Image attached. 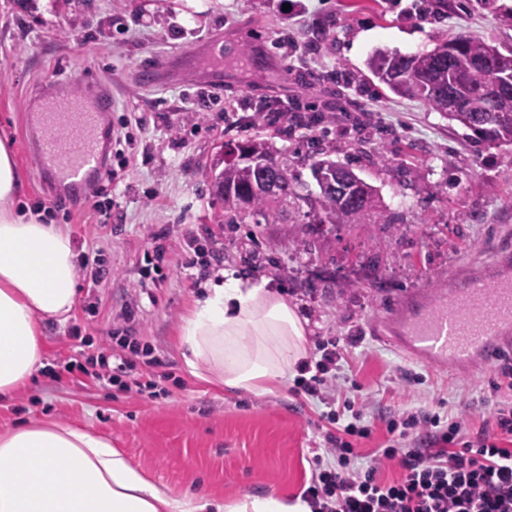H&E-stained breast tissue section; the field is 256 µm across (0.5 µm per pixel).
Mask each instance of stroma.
I'll list each match as a JSON object with an SVG mask.
<instances>
[{
  "instance_id": "1",
  "label": "stroma",
  "mask_w": 512,
  "mask_h": 512,
  "mask_svg": "<svg viewBox=\"0 0 512 512\" xmlns=\"http://www.w3.org/2000/svg\"><path fill=\"white\" fill-rule=\"evenodd\" d=\"M457 2L425 16L424 0H299L288 12L275 0H0V139L12 146L24 202L68 231L80 258L110 271L96 288L79 281L69 322L46 324V367L27 388L0 397V431L22 422L92 426L177 495L216 503L299 495L326 430L321 406L292 392L293 375L264 394L233 391L192 375L180 356L179 327L200 282L228 268L283 290L308 321V352L320 337H356L343 350L358 383L346 396L371 394L379 413L444 399L471 427L489 422L485 397L512 374V355L453 378L376 336L379 306L442 287L448 273H467L512 247V145L468 147L461 125L392 94L366 67L375 50L428 51L459 33L512 48L504 18L512 0L466 10ZM225 31L228 52L253 38L289 80L249 73L231 58L221 88L189 71L149 91L139 85L141 66ZM63 78L75 90L112 84L117 104L101 139L118 173L111 197L92 202L37 173L24 115L42 86ZM274 100L280 119L269 127L256 107ZM294 110L328 119L299 126L289 119ZM120 128L131 139L125 158L112 137ZM255 134L288 155L309 185L312 154L330 151L379 190L394 225L314 224L299 215L284 224L223 223L210 165L224 143ZM383 152L389 164L377 162ZM97 203L112 226L106 239L94 227ZM292 236L306 240L305 251L289 249ZM126 306L134 318L117 327L113 317ZM76 324L81 347L71 337ZM124 334L171 363L160 395L64 372L76 352L118 347Z\"/></svg>"
}]
</instances>
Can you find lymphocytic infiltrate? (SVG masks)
Listing matches in <instances>:
<instances>
[{
    "instance_id": "1",
    "label": "lymphocytic infiltrate",
    "mask_w": 512,
    "mask_h": 512,
    "mask_svg": "<svg viewBox=\"0 0 512 512\" xmlns=\"http://www.w3.org/2000/svg\"><path fill=\"white\" fill-rule=\"evenodd\" d=\"M317 349L319 359L299 365L292 387L325 405L321 417L330 426L301 492L310 512H512V380L497 384L489 397L491 424L470 430L441 405L432 412L399 411L385 420L384 445L367 457L357 444L371 436L373 424L366 401L342 394L354 378L341 366L339 342L330 338ZM165 365L158 357L142 366L115 364L103 352L91 377L140 394L153 388L154 370ZM388 462L400 472L386 481L380 471Z\"/></svg>"
}]
</instances>
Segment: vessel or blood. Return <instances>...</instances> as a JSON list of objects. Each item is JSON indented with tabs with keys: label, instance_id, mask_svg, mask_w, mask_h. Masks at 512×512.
Segmentation results:
<instances>
[{
	"label": "vessel or blood",
	"instance_id": "vessel-or-blood-1",
	"mask_svg": "<svg viewBox=\"0 0 512 512\" xmlns=\"http://www.w3.org/2000/svg\"><path fill=\"white\" fill-rule=\"evenodd\" d=\"M224 40L217 35L186 55L198 68L222 72ZM115 105L103 85L55 97L42 90L27 115L28 126L40 133V174L72 186L91 175L107 180L98 129ZM377 321L384 341L408 358L451 373L481 369L512 350V255L490 254L480 273L452 275L445 288L401 298L381 308Z\"/></svg>",
	"mask_w": 512,
	"mask_h": 512
}]
</instances>
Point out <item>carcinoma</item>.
Masks as SVG:
<instances>
[{"label": "carcinoma", "mask_w": 512, "mask_h": 512, "mask_svg": "<svg viewBox=\"0 0 512 512\" xmlns=\"http://www.w3.org/2000/svg\"><path fill=\"white\" fill-rule=\"evenodd\" d=\"M453 53L446 59L432 50L413 55L389 54L391 62L402 70L404 80L384 79L380 71L385 60L374 52L366 62L371 74L398 96L422 100L432 110L442 112L444 99L452 96L456 112L443 116L466 129L464 138L471 141L512 144V94L498 97L495 105L485 106L484 91L495 80V72L484 66L490 52L511 57L512 49L457 34L448 39ZM336 161L326 157L311 164L318 193L312 197L301 193L302 183L282 154L258 135L224 145V161L210 172L214 195L224 204V215L231 223L252 220L259 224H278L288 206L304 202L318 224H392L394 219L381 200L365 208H355L342 200L340 191L325 188L329 171Z\"/></svg>", "instance_id": "1"}]
</instances>
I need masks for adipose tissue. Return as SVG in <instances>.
<instances>
[{
    "instance_id": "ef3b65f1",
    "label": "adipose tissue",
    "mask_w": 512,
    "mask_h": 512,
    "mask_svg": "<svg viewBox=\"0 0 512 512\" xmlns=\"http://www.w3.org/2000/svg\"><path fill=\"white\" fill-rule=\"evenodd\" d=\"M24 190L9 143L0 141V397L24 389L43 367V324L67 322L77 295L71 236L19 208ZM179 329L192 374L232 390L266 391L307 360L295 306L266 282L237 271L207 280ZM134 466L90 428L32 423L0 433V512H204ZM216 512H309L302 499L246 495Z\"/></svg>"
}]
</instances>
